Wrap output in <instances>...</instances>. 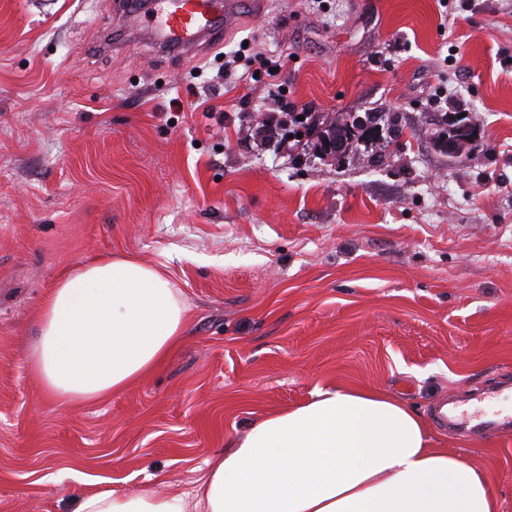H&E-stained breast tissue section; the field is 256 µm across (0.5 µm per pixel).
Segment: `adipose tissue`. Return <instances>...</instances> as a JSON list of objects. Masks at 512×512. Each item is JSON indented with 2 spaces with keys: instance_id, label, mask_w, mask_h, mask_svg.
I'll list each match as a JSON object with an SVG mask.
<instances>
[{
  "instance_id": "obj_1",
  "label": "adipose tissue",
  "mask_w": 512,
  "mask_h": 512,
  "mask_svg": "<svg viewBox=\"0 0 512 512\" xmlns=\"http://www.w3.org/2000/svg\"><path fill=\"white\" fill-rule=\"evenodd\" d=\"M28 356L47 394L102 400L159 367L189 307L159 268L130 258L79 265L51 289ZM192 498L102 488L76 512H496L477 466L433 448L421 415L364 387L316 388L262 416L209 458Z\"/></svg>"
}]
</instances>
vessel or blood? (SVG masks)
Returning <instances> with one entry per match:
<instances>
[{
  "label": "vessel or blood",
  "mask_w": 512,
  "mask_h": 512,
  "mask_svg": "<svg viewBox=\"0 0 512 512\" xmlns=\"http://www.w3.org/2000/svg\"><path fill=\"white\" fill-rule=\"evenodd\" d=\"M259 0H155L151 38L163 51H184L212 42Z\"/></svg>",
  "instance_id": "vessel-or-blood-1"
}]
</instances>
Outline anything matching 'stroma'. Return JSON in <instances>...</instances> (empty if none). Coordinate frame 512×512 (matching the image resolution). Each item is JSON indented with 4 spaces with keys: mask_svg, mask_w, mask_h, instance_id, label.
<instances>
[{
    "mask_svg": "<svg viewBox=\"0 0 512 512\" xmlns=\"http://www.w3.org/2000/svg\"><path fill=\"white\" fill-rule=\"evenodd\" d=\"M114 0H0V512L91 483L192 492L207 458L316 387L391 393L512 512V0H263L159 53ZM284 60L228 90L223 55ZM308 110L311 133L283 135ZM372 114L344 151L331 125ZM471 137L437 145L447 125ZM101 256L162 268L191 312L165 363L62 405L29 370L37 311Z\"/></svg>",
    "mask_w": 512,
    "mask_h": 512,
    "instance_id": "stroma-1",
    "label": "stroma"
}]
</instances>
